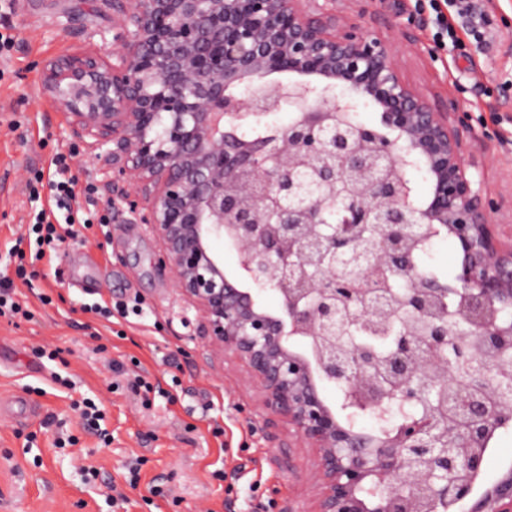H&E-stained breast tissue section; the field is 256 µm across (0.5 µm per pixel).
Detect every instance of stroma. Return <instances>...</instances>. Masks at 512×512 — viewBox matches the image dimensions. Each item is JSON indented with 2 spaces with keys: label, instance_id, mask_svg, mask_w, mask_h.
I'll list each match as a JSON object with an SVG mask.
<instances>
[{
  "label": "stroma",
  "instance_id": "obj_1",
  "mask_svg": "<svg viewBox=\"0 0 512 512\" xmlns=\"http://www.w3.org/2000/svg\"><path fill=\"white\" fill-rule=\"evenodd\" d=\"M0 33V279L26 315L0 316V512H314L315 451L297 446L287 419L265 412L246 364L215 355L196 304L158 267L161 240L107 190L111 165L93 137L46 92L43 66L73 54L110 58L117 16L106 0H12ZM416 0H324L399 49L405 82L439 110L456 100L476 133L471 174L483 194L512 201V0H478L490 39L436 50L431 11ZM71 157L91 183L82 211L111 213L107 229L76 225L36 259L28 226L51 206L50 160ZM22 254L16 277L10 254ZM140 299L145 316L111 321L83 312L87 299ZM155 390L145 393L139 378ZM96 403L102 420L81 417ZM139 468L137 487L127 479ZM512 466V427L489 445L474 484L482 491ZM160 494H152V487Z\"/></svg>",
  "mask_w": 512,
  "mask_h": 512
}]
</instances>
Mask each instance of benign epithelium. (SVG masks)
<instances>
[{"mask_svg": "<svg viewBox=\"0 0 512 512\" xmlns=\"http://www.w3.org/2000/svg\"><path fill=\"white\" fill-rule=\"evenodd\" d=\"M300 2L109 0L116 61L50 62L45 88L162 241L159 267L200 307L213 351L244 361L262 409L316 449V512H512L511 468L473 494L485 441L512 422V245L503 204L469 173L467 115L406 84L395 45ZM362 101L394 136L352 120ZM285 105L296 117L267 125ZM426 228L458 247L451 287L416 263ZM243 280L275 290L279 311ZM367 413L378 432L355 425Z\"/></svg>", "mask_w": 512, "mask_h": 512, "instance_id": "obj_1", "label": "benign epithelium"}]
</instances>
